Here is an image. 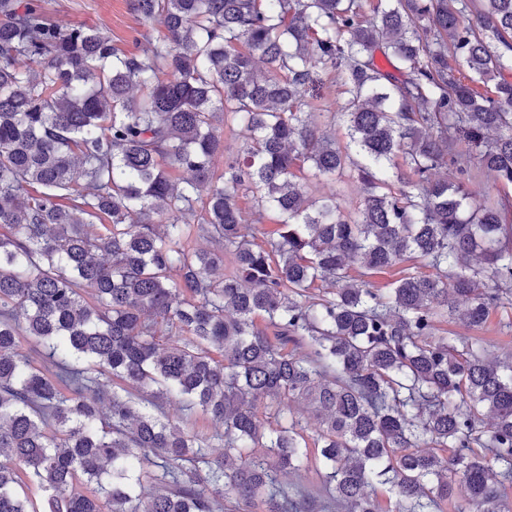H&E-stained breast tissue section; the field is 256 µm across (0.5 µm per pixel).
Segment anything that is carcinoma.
<instances>
[{"label":"carcinoma","mask_w":512,"mask_h":512,"mask_svg":"<svg viewBox=\"0 0 512 512\" xmlns=\"http://www.w3.org/2000/svg\"><path fill=\"white\" fill-rule=\"evenodd\" d=\"M134 9L141 55L0 0V512H512V362L436 335L512 308V198L470 186L512 185V0ZM348 171L353 209L313 196ZM404 263L445 276L367 280ZM301 405L321 500L279 480ZM323 87L320 88V97L309 99L312 105L325 107L335 103L341 96L342 87L340 81L334 73L323 74Z\"/></svg>","instance_id":"carcinoma-1"}]
</instances>
